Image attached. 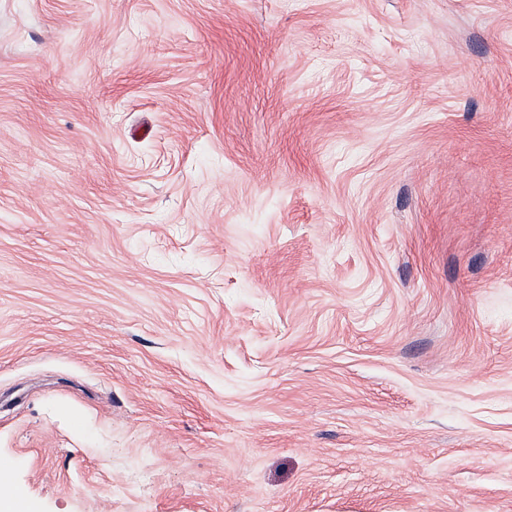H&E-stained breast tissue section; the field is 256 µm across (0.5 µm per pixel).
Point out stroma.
I'll return each instance as SVG.
<instances>
[{
    "label": "stroma",
    "mask_w": 512,
    "mask_h": 512,
    "mask_svg": "<svg viewBox=\"0 0 512 512\" xmlns=\"http://www.w3.org/2000/svg\"><path fill=\"white\" fill-rule=\"evenodd\" d=\"M35 512H512V0H0V460Z\"/></svg>",
    "instance_id": "1"
}]
</instances>
